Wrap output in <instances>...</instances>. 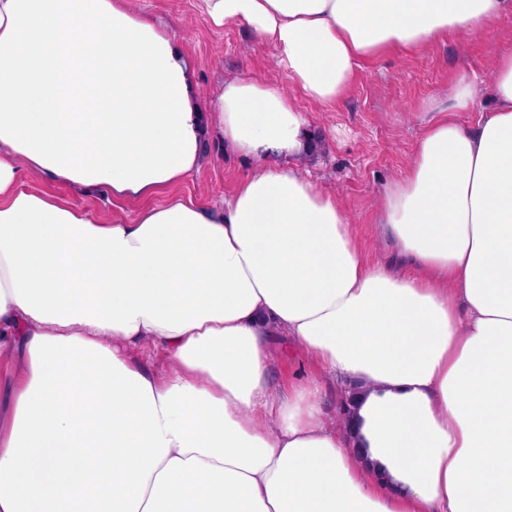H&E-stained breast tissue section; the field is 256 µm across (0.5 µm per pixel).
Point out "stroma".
Returning <instances> with one entry per match:
<instances>
[{
    "instance_id": "stroma-1",
    "label": "stroma",
    "mask_w": 512,
    "mask_h": 512,
    "mask_svg": "<svg viewBox=\"0 0 512 512\" xmlns=\"http://www.w3.org/2000/svg\"><path fill=\"white\" fill-rule=\"evenodd\" d=\"M137 11L162 18L194 68L203 102L219 95L225 80L244 76L284 82L274 64L271 47L243 25L217 28L202 19L197 0H131ZM512 46V14L502 16L485 34L473 39L445 38L416 51H395L362 62L343 96L330 107L297 97L305 113L312 148L298 161L301 171L317 181L350 215L364 258L396 262L392 248L375 226V203L384 185L403 178L423 124L434 110L448 103L462 77H479L483 94L476 106L461 113V122L476 126L492 107L495 51ZM256 163L226 150L217 135H209L197 171L172 190L151 199L164 204L171 195L214 207L223 206L236 185L254 173ZM20 185L95 209L105 215L133 220L141 207L130 201L110 205L98 192H85L66 183L22 174ZM274 393L284 394L298 381L320 385L323 415L335 424L345 398L341 385L307 351L287 336L269 338Z\"/></svg>"
}]
</instances>
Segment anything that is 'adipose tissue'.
Returning <instances> with one entry per match:
<instances>
[{"label": "adipose tissue", "instance_id": "obj_1", "mask_svg": "<svg viewBox=\"0 0 512 512\" xmlns=\"http://www.w3.org/2000/svg\"><path fill=\"white\" fill-rule=\"evenodd\" d=\"M272 45L287 82L200 100L173 35L129 0H0V512H512V49L494 107L459 81L376 224L412 271L366 263L299 171L295 98L329 106L364 59L482 34L512 0H199ZM258 161L223 207L157 192L207 132ZM28 172L133 222L19 186ZM284 332L357 394L273 396ZM160 346L158 375L130 358Z\"/></svg>", "mask_w": 512, "mask_h": 512}]
</instances>
